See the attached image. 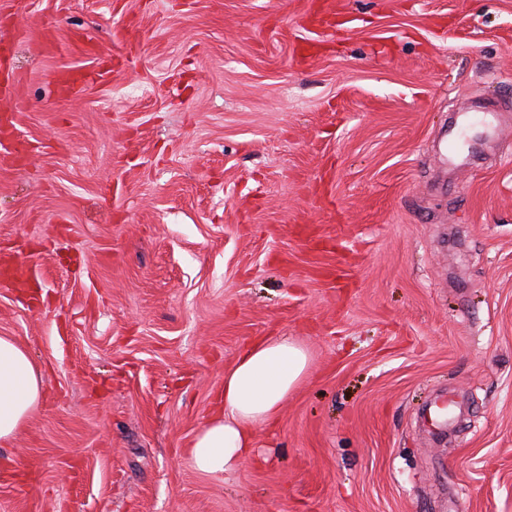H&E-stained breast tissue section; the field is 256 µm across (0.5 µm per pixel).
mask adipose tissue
<instances>
[{"label": "adipose tissue", "mask_w": 512, "mask_h": 512, "mask_svg": "<svg viewBox=\"0 0 512 512\" xmlns=\"http://www.w3.org/2000/svg\"><path fill=\"white\" fill-rule=\"evenodd\" d=\"M307 351L285 337L249 344L224 376V410L208 421L185 450L191 466L220 479L235 471L253 446V430L277 417L303 377ZM44 378L25 347L0 336V443L7 444L37 408Z\"/></svg>", "instance_id": "1"}]
</instances>
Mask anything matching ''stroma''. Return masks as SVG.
<instances>
[{"mask_svg": "<svg viewBox=\"0 0 512 512\" xmlns=\"http://www.w3.org/2000/svg\"><path fill=\"white\" fill-rule=\"evenodd\" d=\"M0 46V258L41 283L0 336L46 379L0 512H512V0H0ZM281 336L306 374L196 472ZM308 363L307 351L288 337L260 339L245 347L224 375L223 412L185 448L191 466L217 479L235 471L253 448V429L277 417Z\"/></svg>", "mask_w": 512, "mask_h": 512, "instance_id": "1", "label": "stroma"}]
</instances>
